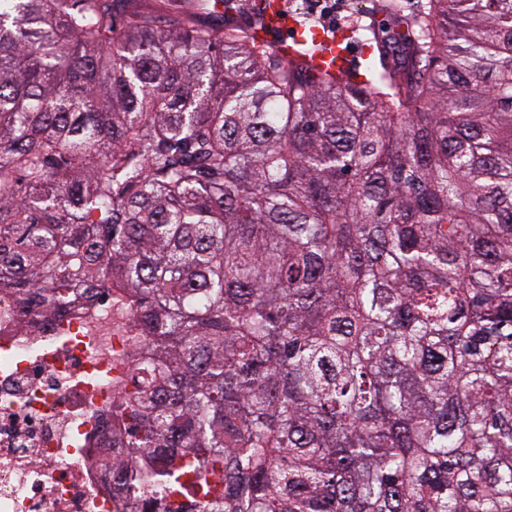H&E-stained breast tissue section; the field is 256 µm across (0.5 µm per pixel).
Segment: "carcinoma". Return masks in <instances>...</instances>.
Wrapping results in <instances>:
<instances>
[{"label":"carcinoma","mask_w":512,"mask_h":512,"mask_svg":"<svg viewBox=\"0 0 512 512\" xmlns=\"http://www.w3.org/2000/svg\"><path fill=\"white\" fill-rule=\"evenodd\" d=\"M364 72L145 0L0 12V287L137 321L130 503L512 512V0H426Z\"/></svg>","instance_id":"carcinoma-1"}]
</instances>
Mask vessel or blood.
Returning a JSON list of instances; mask_svg holds the SVG:
<instances>
[{"label": "vessel or blood", "mask_w": 512, "mask_h": 512, "mask_svg": "<svg viewBox=\"0 0 512 512\" xmlns=\"http://www.w3.org/2000/svg\"><path fill=\"white\" fill-rule=\"evenodd\" d=\"M266 26L257 35L258 41H274L280 56H288L310 48L314 51V62L320 67L346 68L351 56L345 47L346 31L327 34L322 29L305 27L295 18L284 17L281 0H265Z\"/></svg>", "instance_id": "1"}]
</instances>
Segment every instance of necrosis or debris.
I'll return each instance as SVG.
<instances>
[{"label":"necrosis or debris","mask_w":512,"mask_h":512,"mask_svg":"<svg viewBox=\"0 0 512 512\" xmlns=\"http://www.w3.org/2000/svg\"><path fill=\"white\" fill-rule=\"evenodd\" d=\"M133 328L105 302L24 327L0 289V512H121L108 459Z\"/></svg>","instance_id":"obj_1"}]
</instances>
